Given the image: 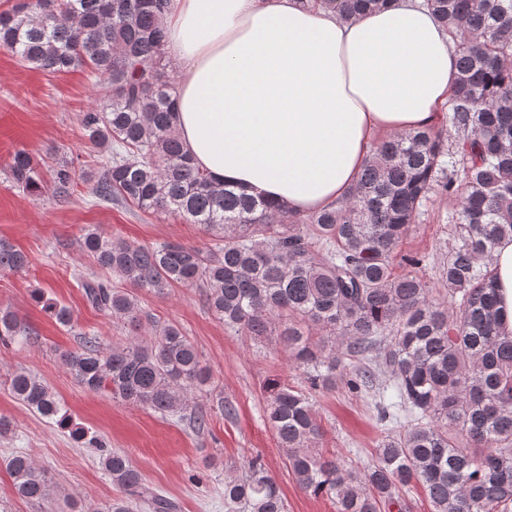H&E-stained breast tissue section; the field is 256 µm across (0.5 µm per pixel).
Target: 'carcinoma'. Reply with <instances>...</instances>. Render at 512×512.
Returning <instances> with one entry per match:
<instances>
[{"label": "carcinoma", "mask_w": 512, "mask_h": 512, "mask_svg": "<svg viewBox=\"0 0 512 512\" xmlns=\"http://www.w3.org/2000/svg\"><path fill=\"white\" fill-rule=\"evenodd\" d=\"M385 0H316L343 20ZM456 46L457 79L446 113L432 128L374 144L358 180L337 206L301 214L286 205L215 182L197 167L175 133L174 87L163 65L159 20L168 0H13L0 11V46L22 63L52 72L90 68L101 103L79 116L88 141L112 149V165L91 178L98 199L123 200L143 212H173L210 235L202 247L136 245L86 231L82 249L132 288L158 295L174 284L198 288L211 314L240 336L273 338L305 374L289 385L267 380L265 418L285 449L299 487L327 498L336 512H405L403 494L420 485L432 512H512V336L496 321L492 253L512 237V0H427ZM457 136L448 141V128ZM9 175L26 192L43 181L31 154L18 150ZM72 170L53 171L65 194ZM460 198L453 217L458 243L440 280L448 302L432 296L416 274L421 255L397 248L429 194ZM403 273L394 272V265ZM24 254L0 243V272L25 269ZM94 307L132 329L142 325L129 290L87 278ZM51 319L72 324L68 308L33 291ZM30 332L0 312V343ZM376 352L373 368L352 363ZM87 391L176 414L206 383L195 345L173 325L150 341L132 340L104 352L94 336L61 355ZM378 420L397 433L356 473L313 445L322 428L313 393H360L381 373ZM9 389L39 415L70 430L56 395L35 376L13 374ZM121 496L105 512H177L146 485L123 451L102 457ZM18 496L39 500L49 480L30 458L8 461ZM225 512H287L261 457L224 479Z\"/></svg>", "instance_id": "obj_1"}]
</instances>
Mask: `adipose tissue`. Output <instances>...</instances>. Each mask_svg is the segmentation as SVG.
<instances>
[{"label":"adipose tissue","instance_id":"1","mask_svg":"<svg viewBox=\"0 0 512 512\" xmlns=\"http://www.w3.org/2000/svg\"><path fill=\"white\" fill-rule=\"evenodd\" d=\"M163 21L194 163L299 212L342 200L370 145L437 124L456 82L453 42L424 0L348 22L305 0H169ZM492 266L510 336L512 237Z\"/></svg>","mask_w":512,"mask_h":512}]
</instances>
